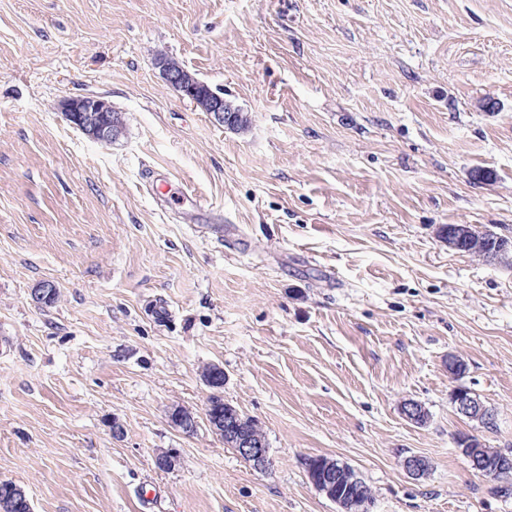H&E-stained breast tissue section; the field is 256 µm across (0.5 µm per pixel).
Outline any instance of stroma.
Returning a JSON list of instances; mask_svg holds the SVG:
<instances>
[{"label": "stroma", "mask_w": 512, "mask_h": 512, "mask_svg": "<svg viewBox=\"0 0 512 512\" xmlns=\"http://www.w3.org/2000/svg\"><path fill=\"white\" fill-rule=\"evenodd\" d=\"M162 55L248 129L183 100ZM75 94L123 134L75 128ZM448 224L512 236V0H0V481L34 512H341L304 471L325 455L369 512H512L456 444L512 449V269L449 251ZM210 363L267 470L170 425L202 413ZM59 108L65 113L68 121L94 141L109 144L116 140L124 128L118 122H113V115H117L120 122L122 115L112 109V105L104 98L93 94H81L63 99ZM112 121V126L106 117ZM452 401L456 412L471 420H480L489 409L476 395L465 388H457L452 394ZM169 423L184 434H192L200 424L199 417L192 411L182 407L168 411Z\"/></svg>", "instance_id": "1"}]
</instances>
